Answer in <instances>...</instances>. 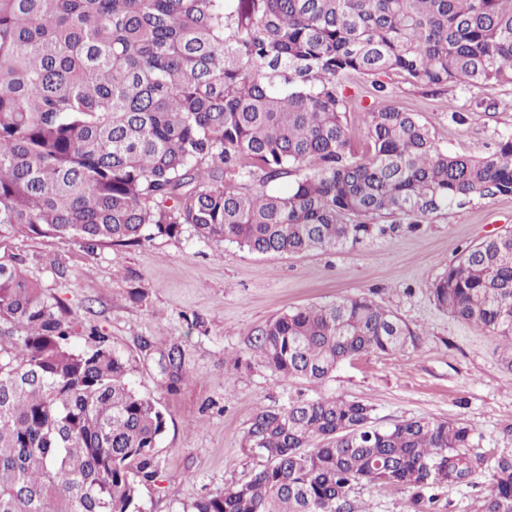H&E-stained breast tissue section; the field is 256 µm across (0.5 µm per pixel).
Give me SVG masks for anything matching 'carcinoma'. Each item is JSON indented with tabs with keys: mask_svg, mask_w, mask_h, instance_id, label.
<instances>
[{
	"mask_svg": "<svg viewBox=\"0 0 512 512\" xmlns=\"http://www.w3.org/2000/svg\"><path fill=\"white\" fill-rule=\"evenodd\" d=\"M391 72L512 85V0H0V227L115 246L189 229L297 255L382 233L379 218L511 196L512 134L451 153L417 113L372 103L368 151L351 149L349 78L377 99ZM257 171L263 190H242ZM23 265L0 252V512H136L166 416L106 337L71 344L73 322ZM430 294L497 337L512 368L511 230L463 248ZM416 336L361 296L274 317L252 349L283 379L319 383ZM182 375L175 344L158 383ZM474 440L461 419L381 427L334 396L260 406L243 443L264 464L184 512H367L366 484L410 492L421 512L429 491L476 476ZM483 512H512V453Z\"/></svg>",
	"mask_w": 512,
	"mask_h": 512,
	"instance_id": "obj_1",
	"label": "carcinoma"
}]
</instances>
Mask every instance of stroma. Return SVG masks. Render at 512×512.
<instances>
[{"instance_id": "obj_1", "label": "stroma", "mask_w": 512, "mask_h": 512, "mask_svg": "<svg viewBox=\"0 0 512 512\" xmlns=\"http://www.w3.org/2000/svg\"><path fill=\"white\" fill-rule=\"evenodd\" d=\"M385 82V104L418 113L441 149L477 155L512 133V85L435 91L397 74ZM369 89L366 77L349 82L348 133L361 152ZM456 112L468 113L466 124L453 121ZM508 229L512 196L499 195L451 206L417 225L398 220L340 251L293 256L256 254L188 231L130 247L8 232L0 242L72 311L74 343L106 336L129 357L134 385L164 411L160 478L140 489L139 512H183L202 495L244 480L261 463L243 446L257 405L284 407L319 394L372 405L380 426L465 419L484 457L478 483L436 489V508L483 512L494 463L512 451V372L499 361L497 338L438 309L430 288L465 246ZM357 296L372 297L418 331L417 348L343 363L319 384L284 380L252 358L251 343L267 320ZM175 343L185 376L157 386L161 355Z\"/></svg>"}]
</instances>
